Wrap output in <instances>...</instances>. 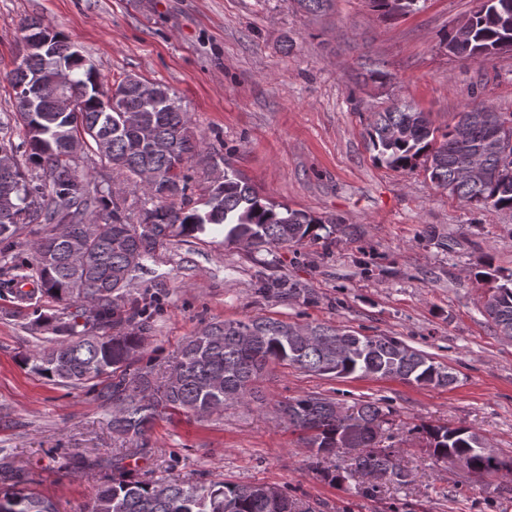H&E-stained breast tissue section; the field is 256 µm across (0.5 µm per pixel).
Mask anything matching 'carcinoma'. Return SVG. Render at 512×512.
Returning a JSON list of instances; mask_svg holds the SVG:
<instances>
[{
  "label": "carcinoma",
  "mask_w": 512,
  "mask_h": 512,
  "mask_svg": "<svg viewBox=\"0 0 512 512\" xmlns=\"http://www.w3.org/2000/svg\"><path fill=\"white\" fill-rule=\"evenodd\" d=\"M383 16L418 10L420 0H369ZM466 39L446 36L449 52L486 62L490 50L512 41L491 9L476 0L466 20ZM136 76H127L103 90L95 64L78 53L70 41L55 33L48 49L21 61L7 75L16 111L0 122V243L14 246L25 224L43 225V236L30 244L35 257L31 270L40 292L84 310L83 330L75 335L77 320L65 314L41 317L31 331H51L47 345L21 359L32 372L64 385H80L105 378L99 397L118 411L112 413V433L142 445L162 410L197 416L210 415L229 402L243 403L271 364L286 365L317 375L354 374L398 378L422 386L449 387L456 376L443 364L391 336H362L352 330L309 323L314 340L302 345L294 338L295 323L270 317L219 321L204 325L181 348L170 376L156 378L150 371L129 372L142 348L154 299L133 301L123 310L132 272L151 257L174 233L192 237L208 224L224 225V241L248 242L253 250H270L330 235L338 224L332 218L275 204L230 165L203 189L199 201L187 194L186 164L198 154L199 141L181 100L162 85L159 99L142 98ZM24 132L13 143V128ZM87 149L118 176L144 184L153 207L133 209L126 198L103 183L78 176L77 161L68 144L79 134ZM375 159L388 168L411 171L423 165L437 187L472 209L492 206L512 211V175L501 167L512 157V113L498 112L480 102L458 113L441 129L429 114L407 103H395L366 130ZM477 156L487 176L471 181L460 174L465 162ZM483 315L503 339L512 341V278L497 285L482 305ZM112 335L102 330L118 325ZM336 401L311 394L280 403L281 414L293 428L306 433L310 465L338 448H360L354 471L378 472L381 479L401 485L395 471L398 454L381 445L389 413L380 402L362 401L354 415H337ZM416 432L426 439L436 458L451 464L456 458L471 462L473 471L491 475L508 468L499 453L485 447L488 439L470 426L422 424ZM8 448H0V483L14 490L0 491V512H57L54 502L25 491L34 482L28 471L16 467ZM127 456L89 458L69 455L74 473L112 469V481L102 484L84 512H277V503L297 508L281 490L264 484L231 482H177L164 476L143 479L130 474Z\"/></svg>",
  "instance_id": "obj_1"
}]
</instances>
